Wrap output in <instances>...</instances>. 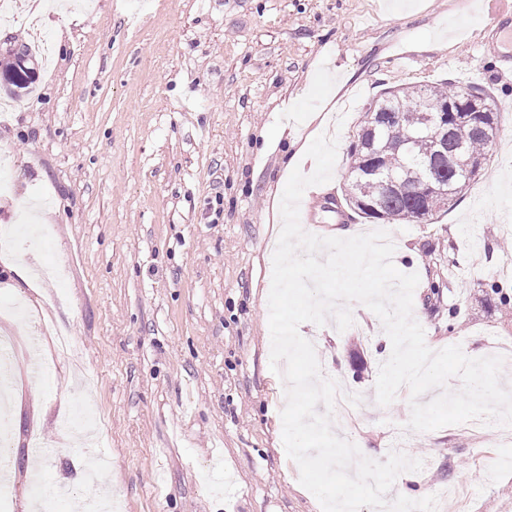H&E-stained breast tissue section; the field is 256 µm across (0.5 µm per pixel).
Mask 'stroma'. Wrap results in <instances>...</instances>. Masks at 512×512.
I'll return each instance as SVG.
<instances>
[{
	"label": "stroma",
	"mask_w": 512,
	"mask_h": 512,
	"mask_svg": "<svg viewBox=\"0 0 512 512\" xmlns=\"http://www.w3.org/2000/svg\"><path fill=\"white\" fill-rule=\"evenodd\" d=\"M45 22L0 25V60L33 40L32 93L0 122L13 181L0 191V317L14 338L9 512H33L44 474L55 512H84L104 490L116 512H322L285 451L284 384L270 368L268 294L288 155L344 117L331 181L305 190L309 233L388 232L392 262L418 273L413 310L432 350L504 358L512 388V75L498 68L490 0H59ZM448 82L497 103L490 159L453 209L391 224L320 208L341 197L365 104L396 85ZM50 264L61 279L43 277ZM353 325H300L323 376L362 398L343 438L385 461L409 392L376 402L391 342L352 303ZM68 330L76 355L55 349ZM45 374L32 378L33 367ZM46 451L34 456L33 439ZM423 460L391 493L447 492L446 512H512V447L470 423L416 432Z\"/></svg>",
	"instance_id": "1"
}]
</instances>
